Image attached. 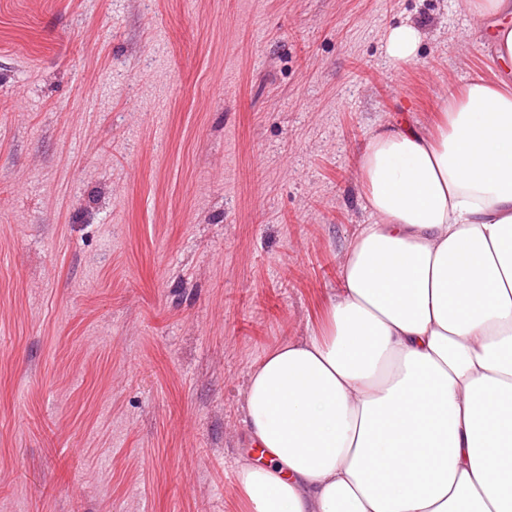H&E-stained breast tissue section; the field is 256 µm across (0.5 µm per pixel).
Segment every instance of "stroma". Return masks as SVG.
Wrapping results in <instances>:
<instances>
[{"label": "stroma", "mask_w": 512, "mask_h": 512, "mask_svg": "<svg viewBox=\"0 0 512 512\" xmlns=\"http://www.w3.org/2000/svg\"><path fill=\"white\" fill-rule=\"evenodd\" d=\"M488 43L462 0H0V512H244L246 374L335 294L360 149ZM419 32L412 26H400L388 36L387 53L395 61L406 64L414 60Z\"/></svg>", "instance_id": "obj_1"}]
</instances>
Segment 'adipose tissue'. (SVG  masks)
Segmentation results:
<instances>
[{"mask_svg":"<svg viewBox=\"0 0 512 512\" xmlns=\"http://www.w3.org/2000/svg\"><path fill=\"white\" fill-rule=\"evenodd\" d=\"M512 62V0H463ZM372 221L309 335L253 365L246 512H512V80L359 154Z\"/></svg>","mask_w":512,"mask_h":512,"instance_id":"1","label":"adipose tissue"}]
</instances>
